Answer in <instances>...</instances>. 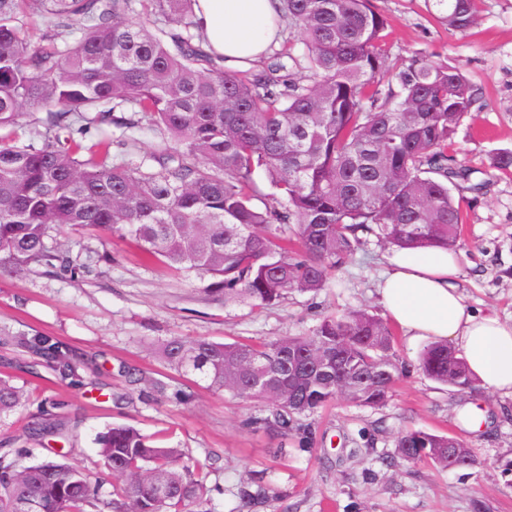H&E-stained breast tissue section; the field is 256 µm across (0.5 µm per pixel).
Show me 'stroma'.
<instances>
[{"label":"stroma","instance_id":"stroma-1","mask_svg":"<svg viewBox=\"0 0 512 512\" xmlns=\"http://www.w3.org/2000/svg\"><path fill=\"white\" fill-rule=\"evenodd\" d=\"M388 21L392 60L423 52L464 69L481 83L483 105L464 120L449 153L472 171L482 189L454 191L463 224L457 249V284L474 311H495L512 323V169L492 167L493 156L512 151V0H477V25L449 31L432 0H371ZM134 125L73 123L74 138L111 142L113 161L151 163L160 135L140 114ZM54 245L76 259L75 269L37 267L17 276L0 274V375L11 376L29 397L18 413L0 419V447L21 449V464L53 458L68 447L69 463L87 470L102 493L116 482L95 438L115 424L136 427L163 445L184 449L207 474L212 512H512V476L501 464L512 459V396L481 388L471 397L417 370L427 342L394 329L395 350L411 372L380 409L342 400L307 417L314 439L299 448L292 436L248 425L262 404L242 402L180 376L158 356L166 339L207 338L259 342L311 333L328 314L366 308L386 312L376 288L395 255L368 237L319 293L291 290L270 305L225 302L209 279L174 272L146 259L132 239L65 228ZM46 334L73 352L81 385L57 379L19 345L20 334ZM151 377L191 401L148 398L129 372ZM50 408L68 439L49 437L35 446L25 439L27 421ZM421 429L464 439L477 452L476 470H448L430 462L386 466L397 434ZM262 479L276 501L243 506L238 489Z\"/></svg>","mask_w":512,"mask_h":512}]
</instances>
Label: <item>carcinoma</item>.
Listing matches in <instances>:
<instances>
[{"instance_id":"1","label":"carcinoma","mask_w":512,"mask_h":512,"mask_svg":"<svg viewBox=\"0 0 512 512\" xmlns=\"http://www.w3.org/2000/svg\"><path fill=\"white\" fill-rule=\"evenodd\" d=\"M196 2L0 0V130L18 125L25 106L45 112L27 143L0 137V271L70 267L53 231L78 226L132 238L148 257L213 279L226 301L272 304L290 290L324 288L365 235L399 249L458 248L452 188L481 187L448 147L484 101L482 85L420 52L390 62L388 20L371 0H279L288 53L241 77L204 48ZM436 2L448 29L477 24L476 0ZM35 17L47 27L41 43L30 36ZM298 67L307 75L294 76ZM126 110L170 141L154 154L157 168L114 165L101 143L83 160L86 147L58 136L76 117L99 125ZM258 169L272 190L261 207ZM20 343L59 379L79 381L61 341ZM158 352L196 383L265 404L253 424L303 444L312 439L303 418L339 398L383 407L410 371L386 323L363 308L324 317L310 335L257 344L172 337ZM418 369L460 393L478 387L446 342L427 345ZM26 401L0 376V417ZM25 433L32 443L67 438L47 410ZM97 444L122 478L107 499L64 455L20 467L16 450L0 448V512H27L31 502L39 512H210L200 467L181 449L124 425ZM395 448L390 466L481 464L454 435L407 429ZM254 485L240 489L243 504L267 497L262 481Z\"/></svg>"}]
</instances>
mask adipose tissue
<instances>
[{"instance_id":"1","label":"adipose tissue","mask_w":512,"mask_h":512,"mask_svg":"<svg viewBox=\"0 0 512 512\" xmlns=\"http://www.w3.org/2000/svg\"><path fill=\"white\" fill-rule=\"evenodd\" d=\"M195 16L206 48L228 66L261 58L281 29L278 0H198ZM456 275L446 250L399 251L379 284L380 303L405 335L451 344L482 386L512 395V323L469 308Z\"/></svg>"}]
</instances>
